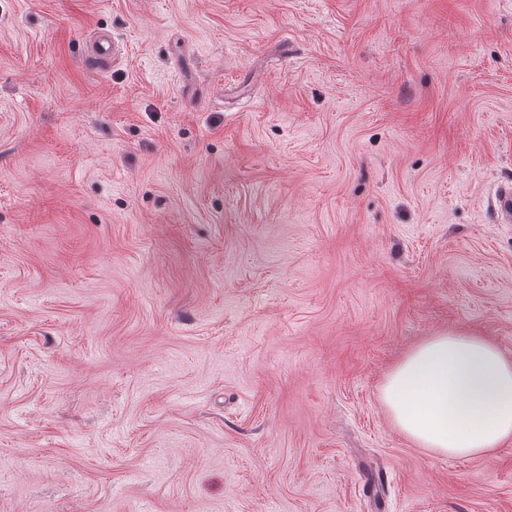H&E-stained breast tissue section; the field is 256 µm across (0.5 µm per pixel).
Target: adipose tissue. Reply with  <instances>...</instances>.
I'll list each match as a JSON object with an SVG mask.
<instances>
[{
  "label": "adipose tissue",
  "instance_id": "adipose-tissue-1",
  "mask_svg": "<svg viewBox=\"0 0 512 512\" xmlns=\"http://www.w3.org/2000/svg\"><path fill=\"white\" fill-rule=\"evenodd\" d=\"M381 400L393 426L448 457L481 456L512 440V359L487 337L448 330L391 370Z\"/></svg>",
  "mask_w": 512,
  "mask_h": 512
}]
</instances>
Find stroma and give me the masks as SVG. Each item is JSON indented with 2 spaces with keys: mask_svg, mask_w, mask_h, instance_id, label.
<instances>
[{
  "mask_svg": "<svg viewBox=\"0 0 512 512\" xmlns=\"http://www.w3.org/2000/svg\"><path fill=\"white\" fill-rule=\"evenodd\" d=\"M508 184L512 0H0V512H512L380 399ZM116 41L111 35L96 34L90 41L88 57L99 65L106 66L115 56Z\"/></svg>",
  "mask_w": 512,
  "mask_h": 512,
  "instance_id": "stroma-1",
  "label": "stroma"
}]
</instances>
